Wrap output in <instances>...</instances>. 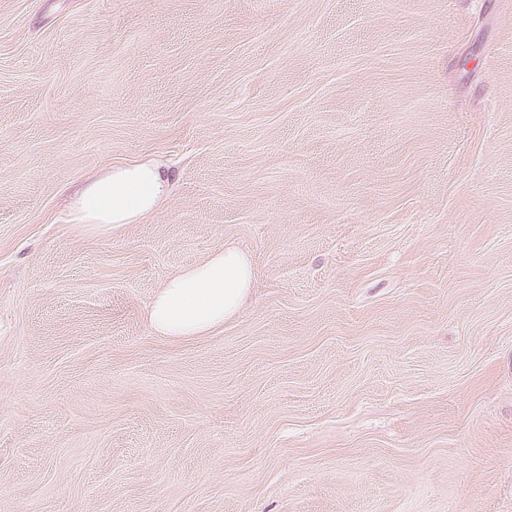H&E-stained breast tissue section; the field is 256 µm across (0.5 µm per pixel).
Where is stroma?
Returning a JSON list of instances; mask_svg holds the SVG:
<instances>
[{"instance_id": "stroma-1", "label": "stroma", "mask_w": 512, "mask_h": 512, "mask_svg": "<svg viewBox=\"0 0 512 512\" xmlns=\"http://www.w3.org/2000/svg\"><path fill=\"white\" fill-rule=\"evenodd\" d=\"M0 512H512V0H0ZM171 175L160 161L120 166L88 182L72 203V222L100 231L135 224L170 192ZM253 278L250 258L224 247L165 282L149 306V325L160 336L206 335L235 316Z\"/></svg>"}]
</instances>
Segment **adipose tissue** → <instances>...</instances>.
Here are the masks:
<instances>
[{
    "instance_id": "1",
    "label": "adipose tissue",
    "mask_w": 512,
    "mask_h": 512,
    "mask_svg": "<svg viewBox=\"0 0 512 512\" xmlns=\"http://www.w3.org/2000/svg\"><path fill=\"white\" fill-rule=\"evenodd\" d=\"M170 188V172L160 161L112 168L76 195L72 221L92 231L136 223ZM253 278L251 260L243 251L230 246L218 250L165 282L149 306V325L166 337L206 335L235 316Z\"/></svg>"
}]
</instances>
